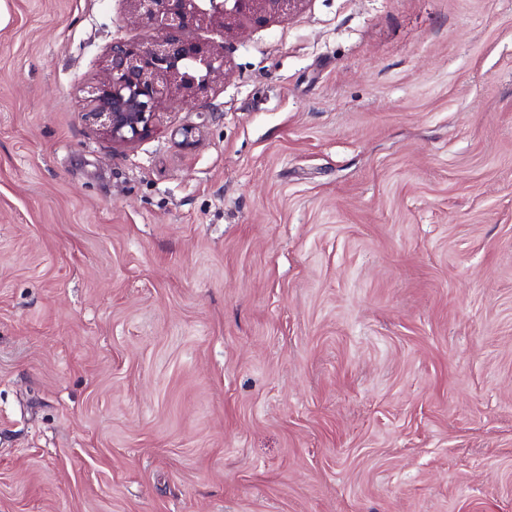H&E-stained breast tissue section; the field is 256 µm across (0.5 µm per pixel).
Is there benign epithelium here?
Here are the masks:
<instances>
[{"instance_id":"obj_1","label":"benign epithelium","mask_w":512,"mask_h":512,"mask_svg":"<svg viewBox=\"0 0 512 512\" xmlns=\"http://www.w3.org/2000/svg\"><path fill=\"white\" fill-rule=\"evenodd\" d=\"M160 35L142 42L116 41L106 77L87 91V120L112 142L132 144L155 129L171 88L195 101L194 89L224 75V55L186 37L195 26L226 33L246 19L262 25L287 16L303 0H133Z\"/></svg>"}]
</instances>
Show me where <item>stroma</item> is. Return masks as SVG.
Wrapping results in <instances>:
<instances>
[{
	"label": "stroma",
	"mask_w": 512,
	"mask_h": 512,
	"mask_svg": "<svg viewBox=\"0 0 512 512\" xmlns=\"http://www.w3.org/2000/svg\"><path fill=\"white\" fill-rule=\"evenodd\" d=\"M132 0H0V512H512V0H302L128 145Z\"/></svg>",
	"instance_id": "stroma-1"
}]
</instances>
